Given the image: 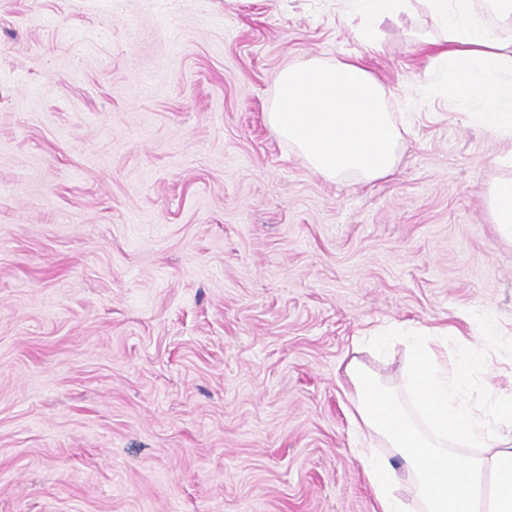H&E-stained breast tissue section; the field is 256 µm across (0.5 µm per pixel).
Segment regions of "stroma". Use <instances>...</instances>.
<instances>
[{"instance_id": "stroma-1", "label": "stroma", "mask_w": 512, "mask_h": 512, "mask_svg": "<svg viewBox=\"0 0 512 512\" xmlns=\"http://www.w3.org/2000/svg\"><path fill=\"white\" fill-rule=\"evenodd\" d=\"M343 0H0V512H374L341 387L363 331L512 324V177L424 93L421 4L377 50ZM361 57L395 172L312 173L284 68ZM487 199L498 236L512 241V179L507 178L492 185Z\"/></svg>"}]
</instances>
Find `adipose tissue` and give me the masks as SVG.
<instances>
[{
	"label": "adipose tissue",
	"mask_w": 512,
	"mask_h": 512,
	"mask_svg": "<svg viewBox=\"0 0 512 512\" xmlns=\"http://www.w3.org/2000/svg\"><path fill=\"white\" fill-rule=\"evenodd\" d=\"M409 0H348L363 21L360 39L375 48L379 27L406 11ZM438 37L431 46L437 92L475 103V123L508 142L512 164V0H423ZM407 364L399 388L382 384L359 360L344 369L351 418L363 436L354 455L379 512H512V393L490 390L481 404L472 394L483 381V347L446 328L407 337ZM392 456L374 449L375 441Z\"/></svg>",
	"instance_id": "1"
}]
</instances>
